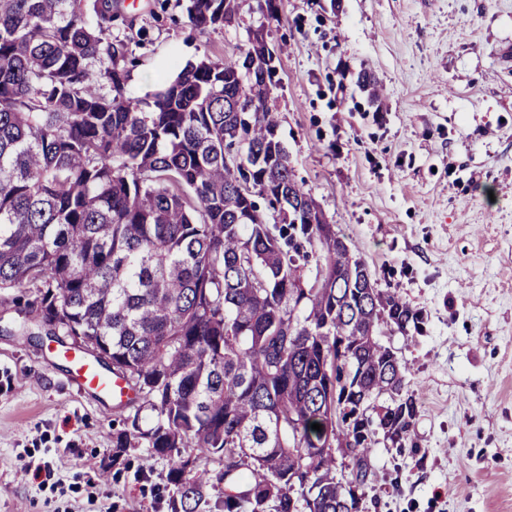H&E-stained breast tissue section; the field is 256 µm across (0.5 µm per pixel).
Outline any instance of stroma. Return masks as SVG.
<instances>
[{
  "label": "stroma",
  "instance_id": "35a3bbf8",
  "mask_svg": "<svg viewBox=\"0 0 512 512\" xmlns=\"http://www.w3.org/2000/svg\"><path fill=\"white\" fill-rule=\"evenodd\" d=\"M185 0H122L126 87L237 54L262 19L194 30ZM269 42L279 136L295 174L380 288L423 314L385 337L419 401L405 446L379 440L363 512H512V0H281ZM369 68L382 116L342 105L337 70ZM0 307V512H170L165 459L132 448L112 398L77 389L58 343Z\"/></svg>",
  "mask_w": 512,
  "mask_h": 512
}]
</instances>
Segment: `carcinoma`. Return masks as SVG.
<instances>
[{"label": "carcinoma", "instance_id": "1", "mask_svg": "<svg viewBox=\"0 0 512 512\" xmlns=\"http://www.w3.org/2000/svg\"><path fill=\"white\" fill-rule=\"evenodd\" d=\"M235 9L186 4L200 31ZM117 10L0 0V306L26 288L30 326L104 354L133 392L116 400L115 456L166 458L170 512H361L376 438L408 441L418 413L381 337L411 340L421 315L379 288L296 179L265 24L236 58L189 61L132 100ZM358 91L382 111L363 67L356 111ZM347 406L362 417L349 431Z\"/></svg>", "mask_w": 512, "mask_h": 512}]
</instances>
